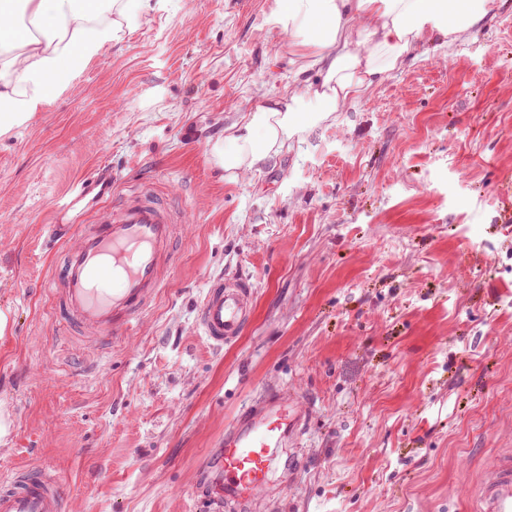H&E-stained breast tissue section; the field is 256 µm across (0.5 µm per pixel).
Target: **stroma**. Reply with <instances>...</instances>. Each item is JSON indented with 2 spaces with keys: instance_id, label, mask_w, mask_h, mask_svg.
Returning a JSON list of instances; mask_svg holds the SVG:
<instances>
[{
  "instance_id": "stroma-1",
  "label": "stroma",
  "mask_w": 512,
  "mask_h": 512,
  "mask_svg": "<svg viewBox=\"0 0 512 512\" xmlns=\"http://www.w3.org/2000/svg\"><path fill=\"white\" fill-rule=\"evenodd\" d=\"M277 0H164L0 138V474L56 472L72 512H210L213 448L302 393L293 482L221 512H475L512 451V0L418 47L363 102L226 181L210 142L296 89ZM150 186L180 238L136 335L93 349L56 314L42 225L69 185ZM250 322L195 333L209 278ZM254 286L239 276L211 278L197 315L198 331L214 349L235 342L251 319Z\"/></svg>"
}]
</instances>
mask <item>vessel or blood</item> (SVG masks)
Returning <instances> with one entry per match:
<instances>
[{"label": "vessel or blood", "instance_id": "obj_1", "mask_svg": "<svg viewBox=\"0 0 512 512\" xmlns=\"http://www.w3.org/2000/svg\"><path fill=\"white\" fill-rule=\"evenodd\" d=\"M113 180L94 171L57 201L61 221L44 227L47 248L64 245L55 308L81 335L107 343L131 335L150 300L167 283L175 262L177 222L150 187L112 200ZM111 204L92 224L72 233L63 216L81 201ZM254 286L239 276L211 278L197 315L198 331L215 349L235 342L251 319ZM311 406L303 395L266 397L241 413L224 431L209 497L215 504L243 503L265 489L270 474L291 481L299 468L284 454L289 439L303 433ZM477 512H512V453L500 454L480 489ZM0 512H67L61 480L20 469L0 477Z\"/></svg>", "mask_w": 512, "mask_h": 512}]
</instances>
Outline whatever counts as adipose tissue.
<instances>
[{"label": "adipose tissue", "instance_id": "1", "mask_svg": "<svg viewBox=\"0 0 512 512\" xmlns=\"http://www.w3.org/2000/svg\"><path fill=\"white\" fill-rule=\"evenodd\" d=\"M490 0H279L278 23L292 38L298 73L318 68L302 93L262 99L209 147L234 182L290 148L311 128L401 67L418 46L451 44L485 18ZM29 26L0 5V138L69 90L81 66L118 44L153 0H22Z\"/></svg>", "mask_w": 512, "mask_h": 512}]
</instances>
